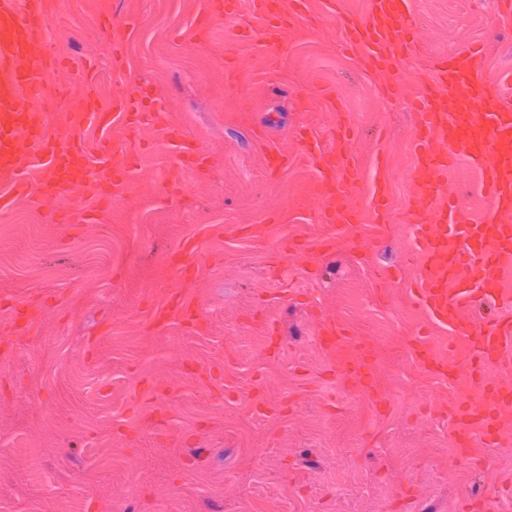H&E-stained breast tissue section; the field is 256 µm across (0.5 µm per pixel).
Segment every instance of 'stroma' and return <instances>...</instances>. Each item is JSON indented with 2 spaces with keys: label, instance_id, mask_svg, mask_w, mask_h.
<instances>
[{
  "label": "stroma",
  "instance_id": "1",
  "mask_svg": "<svg viewBox=\"0 0 512 512\" xmlns=\"http://www.w3.org/2000/svg\"><path fill=\"white\" fill-rule=\"evenodd\" d=\"M204 0H45L55 28L73 54L58 81L72 96L62 121L80 109L91 79L99 107L141 79L169 103L163 125L146 133L133 159L124 199L107 207L84 187L70 190L69 223L50 222L25 196L0 208V309L25 318L26 299L39 292L47 308L35 327L0 324V512H455L479 474L453 467L445 416L421 409L434 378L412 355L385 359L381 384L389 397L374 413L364 394L326 413L320 399L334 392L331 358L299 312H282L267 263L263 233L243 237L232 226L258 223L274 211L282 225L318 218L290 208V194L308 176L291 165L270 185L259 150L235 123L241 106L287 112L294 93L314 83L340 86L360 128L355 143L371 175L378 129L390 132L395 158L410 162L406 104L379 106L378 91L344 55L324 0H307L318 22L282 37L281 68L272 80L244 78L226 87L220 58L249 54L243 28L251 0L214 22L194 42ZM431 49L451 53L485 45L487 76L512 66V23L495 0H410ZM137 20L123 44L93 36L89 27L113 11ZM125 55L117 71L113 58ZM183 126L208 155L207 190L187 202L160 189L171 156L160 138ZM207 255L191 295L207 305L195 326L172 322L153 331L143 306L158 301L166 271L157 253L187 237ZM78 250L83 268L73 267ZM340 279L315 278L314 301L345 317L358 335L393 344L422 327L403 289L374 302L368 268L345 252ZM262 308L271 326L252 318ZM176 386L172 401L156 397V382ZM27 450L17 459L15 446ZM266 456H256L258 448ZM413 485V495L394 492Z\"/></svg>",
  "mask_w": 512,
  "mask_h": 512
}]
</instances>
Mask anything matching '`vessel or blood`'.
I'll return each mask as SVG.
<instances>
[{
	"instance_id": "vessel-or-blood-1",
	"label": "vessel or blood",
	"mask_w": 512,
	"mask_h": 512,
	"mask_svg": "<svg viewBox=\"0 0 512 512\" xmlns=\"http://www.w3.org/2000/svg\"><path fill=\"white\" fill-rule=\"evenodd\" d=\"M341 4L342 0H326L343 51L355 55L358 70L378 89L381 107L391 108L400 100L403 85L422 77L411 64L413 52L427 55L425 90L411 102L412 164L398 165L388 141H381L374 159L376 176L370 191H363L353 149L359 129L348 113L336 108L339 94L331 87L321 92L331 109L328 138L297 118L288 121L276 113L263 120L251 117L246 128L262 147L267 173L286 171L297 152L326 187L304 207L318 214L329 232L306 238L288 235L274 249L276 299L286 308L299 305V292L288 277L289 264L321 265L343 245L355 260L369 265L377 298L405 285L424 324L443 326L450 333L444 346L431 337L416 336L411 347L415 358L429 362L439 381L484 383L500 400L494 419L483 397L465 392L443 408L452 421L448 438L455 450L453 465L479 473L485 487L483 493L461 498L458 512H499L502 500L512 496V487L501 481L485 452L512 447V359L502 354L505 339L512 337V319L494 311L503 298L502 279L512 273V71L487 79L480 45L448 55L428 52L408 0H369V9L361 16L344 12ZM253 15L264 32L257 53L266 71H274L279 63L277 42L307 19L306 0H292L286 12L277 0H253ZM135 25L133 17L115 13L94 22L93 30L126 37ZM33 57L40 60L35 69L28 64ZM69 58L68 38L52 31L43 0H0V172L9 176L1 205L27 196L38 206L64 209L69 186L99 183L103 166L112 168V194L120 196L129 173L122 151L112 143V126L123 122L133 146L141 131L156 126L165 114V98L157 96L143 104L135 86L117 95L108 110L86 98L69 126L59 128L54 100L64 97L67 87L54 83L53 77ZM90 126L101 131L94 160L83 142ZM166 144L175 161L170 175H177L184 157L195 156L200 164L206 159L199 141L181 131H168ZM38 157L46 175L34 183L28 171ZM461 161L481 174L482 191L491 202L483 213L456 200L450 171ZM397 180L409 182L411 189L405 222L413 247L405 262L416 277L409 282L402 280L398 269L371 262L395 230L388 197ZM202 259L199 244L191 239L164 255L162 262L172 275L164 300L146 311L151 323L187 322L199 312L200 302L187 290ZM303 308L315 320L317 343L340 357L337 379L349 385L373 380L374 361L365 354L371 339L357 336L347 321L319 305Z\"/></svg>"
}]
</instances>
